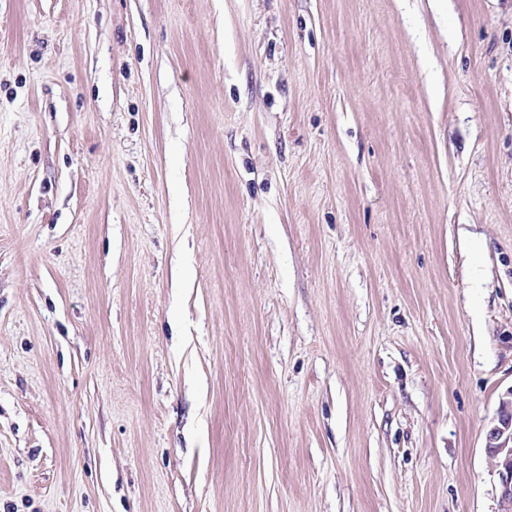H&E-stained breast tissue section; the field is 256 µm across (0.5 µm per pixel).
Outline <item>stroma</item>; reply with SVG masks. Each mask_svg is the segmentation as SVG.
I'll use <instances>...</instances> for the list:
<instances>
[{
    "label": "stroma",
    "mask_w": 512,
    "mask_h": 512,
    "mask_svg": "<svg viewBox=\"0 0 512 512\" xmlns=\"http://www.w3.org/2000/svg\"><path fill=\"white\" fill-rule=\"evenodd\" d=\"M512 0H0V512H497Z\"/></svg>",
    "instance_id": "1"
}]
</instances>
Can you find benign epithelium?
Here are the masks:
<instances>
[{
	"label": "benign epithelium",
	"instance_id": "benign-epithelium-1",
	"mask_svg": "<svg viewBox=\"0 0 512 512\" xmlns=\"http://www.w3.org/2000/svg\"><path fill=\"white\" fill-rule=\"evenodd\" d=\"M491 468L499 477V510L512 512V390L502 397L486 434Z\"/></svg>",
	"mask_w": 512,
	"mask_h": 512
}]
</instances>
